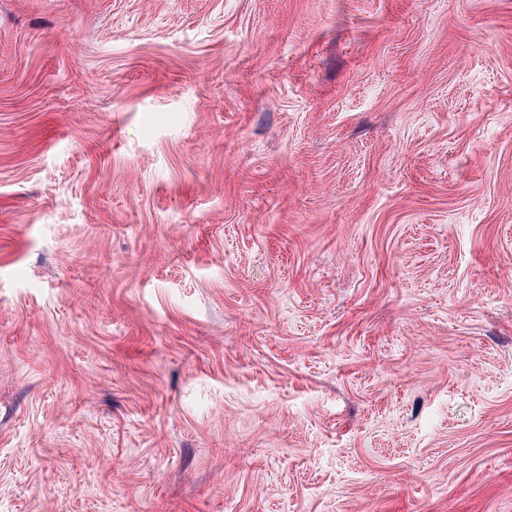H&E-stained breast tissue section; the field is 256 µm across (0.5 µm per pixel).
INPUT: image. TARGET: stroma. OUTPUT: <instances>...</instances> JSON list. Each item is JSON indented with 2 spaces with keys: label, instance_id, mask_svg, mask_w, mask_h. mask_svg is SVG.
<instances>
[{
  "label": "stroma",
  "instance_id": "1",
  "mask_svg": "<svg viewBox=\"0 0 512 512\" xmlns=\"http://www.w3.org/2000/svg\"><path fill=\"white\" fill-rule=\"evenodd\" d=\"M0 512H512V0H0Z\"/></svg>",
  "mask_w": 512,
  "mask_h": 512
}]
</instances>
